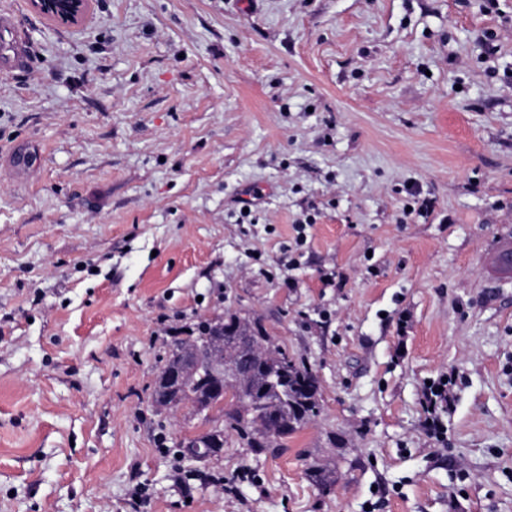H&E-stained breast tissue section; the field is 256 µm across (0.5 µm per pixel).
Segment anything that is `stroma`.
Here are the masks:
<instances>
[{
	"instance_id": "1",
	"label": "stroma",
	"mask_w": 512,
	"mask_h": 512,
	"mask_svg": "<svg viewBox=\"0 0 512 512\" xmlns=\"http://www.w3.org/2000/svg\"><path fill=\"white\" fill-rule=\"evenodd\" d=\"M3 10L32 63L0 74V512H512V0ZM227 314L321 412L187 460L210 423L153 382ZM33 8L46 18L63 24L81 23L89 10V0H32Z\"/></svg>"
}]
</instances>
